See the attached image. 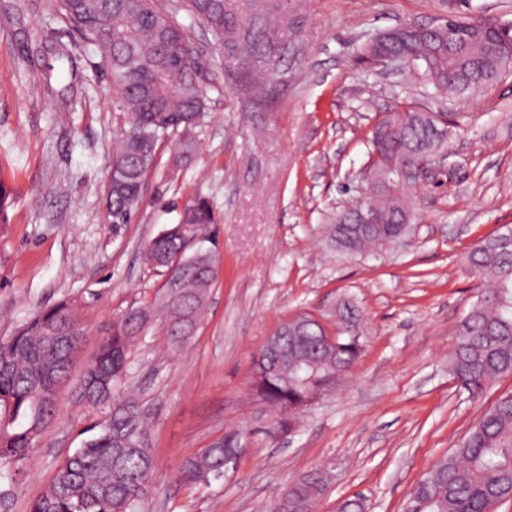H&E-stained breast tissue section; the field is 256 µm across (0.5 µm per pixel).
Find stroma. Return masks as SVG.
<instances>
[{
    "mask_svg": "<svg viewBox=\"0 0 512 512\" xmlns=\"http://www.w3.org/2000/svg\"><path fill=\"white\" fill-rule=\"evenodd\" d=\"M0 0V182L12 187L0 224V341L38 310L76 298L88 334L150 302L162 278L145 248L183 205L210 201L221 254L205 316L183 346L166 349L162 324L136 336L119 391L148 416L155 458L146 512H270L288 485L316 472L314 512L363 494L369 512H403L410 492L461 442L482 413L512 393V376L479 395L448 374L456 332L483 291L464 256L512 226V72L478 96H456L358 64L364 43L404 24L444 15L440 0H291L285 46L257 96L228 75L207 32L179 14L210 80L192 159L178 143L159 150L127 224L106 211L109 156L120 130L110 80L92 49L72 42L69 61L35 50L54 23L55 0ZM454 114L448 159L421 183L412 230L395 245L351 257L336 248L338 212L351 207L367 140L394 107ZM358 305L365 347L335 388L277 441L251 392V364L283 321L327 317L338 298ZM108 410L75 406L61 391L53 419L22 460L0 467V512H28L58 467ZM241 451L223 478L186 483L183 459L224 436Z\"/></svg>",
    "mask_w": 512,
    "mask_h": 512,
    "instance_id": "stroma-1",
    "label": "stroma"
}]
</instances>
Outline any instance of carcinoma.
<instances>
[{
	"instance_id": "cac0c4a2",
	"label": "carcinoma",
	"mask_w": 512,
	"mask_h": 512,
	"mask_svg": "<svg viewBox=\"0 0 512 512\" xmlns=\"http://www.w3.org/2000/svg\"><path fill=\"white\" fill-rule=\"evenodd\" d=\"M455 22L453 41L443 46L423 35L394 38L389 54L417 63L415 77L425 85L455 95H471L506 71L505 47L512 42V23H501L462 10L461 0H443ZM204 24L224 63L233 64L243 84L264 90L266 74L258 67L281 42V18L288 0H57V17L79 39L94 47L102 70L112 83L122 127L110 160L108 216L128 224L142 199L146 177L156 164L159 145L182 139L176 163L191 158L194 141L187 133L201 125L215 86L197 74L198 60L188 51V35L177 20L180 10ZM46 53L70 58L69 46L50 29ZM246 61L256 63L250 73ZM448 113L396 108L384 113L372 130L366 179L355 208H371L377 224L353 241L336 240L344 254L382 249L410 227L418 184V167L430 151L448 147ZM213 207L206 199L185 205L177 223L164 228L147 245L148 263L179 280L169 296L160 293L151 308H132L102 332L95 353L85 362L70 397L78 405L112 406V421L67 457L30 512H143L151 490L154 457L146 444L147 417L132 399L118 401L115 391L126 375L128 353L137 336L154 318L164 320L170 343L187 340L190 321L176 322L179 311L203 314L214 269L192 265L171 267L172 258L196 253L194 240L211 244L210 265L217 261ZM467 265L490 281L460 325L448 356V373L472 395L493 379L512 375V228L484 239L465 257ZM336 343L321 352L325 326L310 314L288 320L299 327L288 337V378L266 371L265 359L253 360L252 389L276 412L264 434L272 440L297 426V412L317 391L330 392L364 350L361 313L350 298L336 303ZM78 323V305L71 299L36 312L9 340L0 342V403L10 401L8 422L0 426V463L19 461L33 449L53 417L58 387L69 379L76 354L63 340ZM240 449L219 440L186 458L179 477L188 482L224 476L226 461ZM323 491L322 478L305 475L288 487L286 505L310 512ZM512 500V394L491 405L451 454L417 482L406 503L411 512H495Z\"/></svg>"
}]
</instances>
